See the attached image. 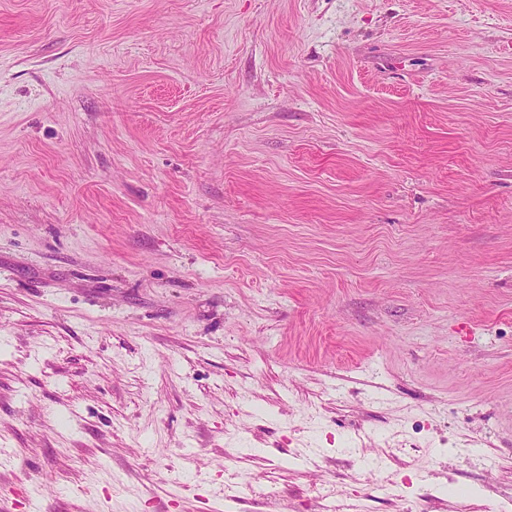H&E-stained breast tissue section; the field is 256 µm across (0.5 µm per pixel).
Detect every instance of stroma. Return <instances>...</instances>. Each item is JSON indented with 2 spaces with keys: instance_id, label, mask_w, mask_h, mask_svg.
Returning <instances> with one entry per match:
<instances>
[{
  "instance_id": "1",
  "label": "stroma",
  "mask_w": 512,
  "mask_h": 512,
  "mask_svg": "<svg viewBox=\"0 0 512 512\" xmlns=\"http://www.w3.org/2000/svg\"><path fill=\"white\" fill-rule=\"evenodd\" d=\"M512 499V0H0V512Z\"/></svg>"
}]
</instances>
